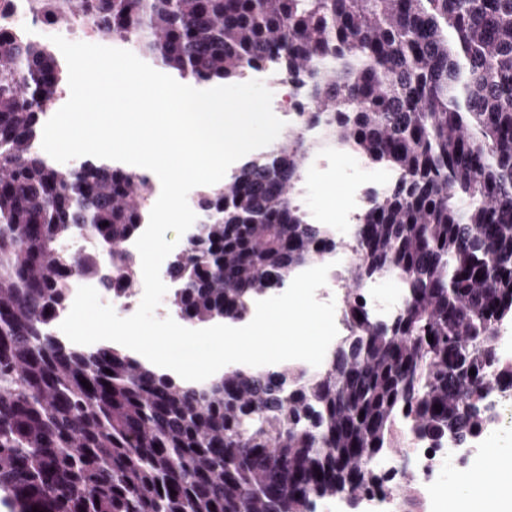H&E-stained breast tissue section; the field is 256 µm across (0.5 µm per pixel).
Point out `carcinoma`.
Segmentation results:
<instances>
[{"mask_svg": "<svg viewBox=\"0 0 512 512\" xmlns=\"http://www.w3.org/2000/svg\"><path fill=\"white\" fill-rule=\"evenodd\" d=\"M35 2L185 80L270 67L308 100L286 145L199 196L212 223L169 261L183 320L237 321L336 248L292 196L314 152H353L397 177L359 217L348 341L318 373L233 368L183 385L113 346L63 343L48 322L76 268L134 288L124 246L154 187L101 162L66 176L41 159L61 70L47 46L0 25V507L316 512L385 491L365 461L393 447L401 421L476 447L499 421L493 396L512 392V358L497 351L512 321V0ZM79 230L95 247L74 256L61 242ZM392 271L405 302L376 321L360 289Z\"/></svg>", "mask_w": 512, "mask_h": 512, "instance_id": "carcinoma-1", "label": "carcinoma"}]
</instances>
